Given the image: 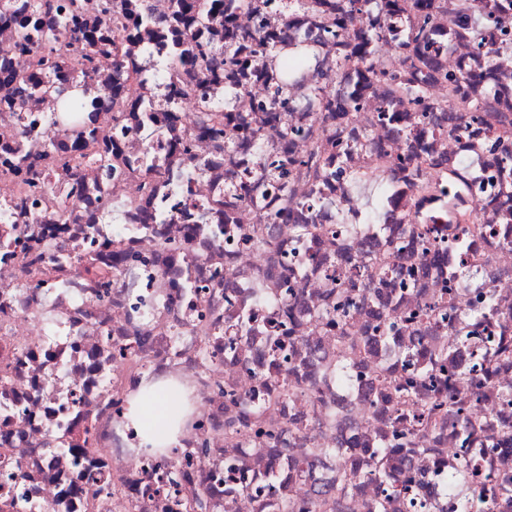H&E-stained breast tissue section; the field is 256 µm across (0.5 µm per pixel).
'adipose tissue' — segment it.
Wrapping results in <instances>:
<instances>
[{"mask_svg":"<svg viewBox=\"0 0 512 512\" xmlns=\"http://www.w3.org/2000/svg\"><path fill=\"white\" fill-rule=\"evenodd\" d=\"M192 411L189 389L172 391L144 383L130 397L128 419L142 447L166 451L178 445Z\"/></svg>","mask_w":512,"mask_h":512,"instance_id":"1","label":"adipose tissue"}]
</instances>
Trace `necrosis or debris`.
Wrapping results in <instances>:
<instances>
[{"label": "necrosis or debris", "instance_id": "obj_1", "mask_svg": "<svg viewBox=\"0 0 512 512\" xmlns=\"http://www.w3.org/2000/svg\"><path fill=\"white\" fill-rule=\"evenodd\" d=\"M149 2L130 29L138 0H40L35 23L0 0V512H459L468 455L512 512V54L486 99L448 82L478 63L444 0L374 59L337 34L343 0H238L228 26L223 0H188L177 38L175 0ZM272 40L315 66L281 83ZM47 44L64 68L40 76ZM427 54L415 103L385 75ZM474 103L501 132L462 129ZM168 379L197 408L153 454L128 397ZM381 446L400 493L349 479Z\"/></svg>", "mask_w": 512, "mask_h": 512}]
</instances>
